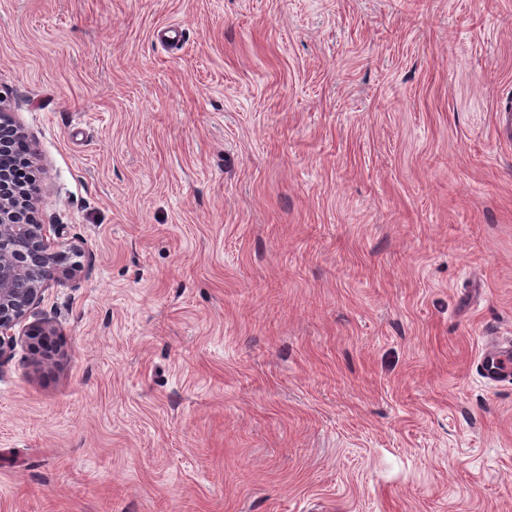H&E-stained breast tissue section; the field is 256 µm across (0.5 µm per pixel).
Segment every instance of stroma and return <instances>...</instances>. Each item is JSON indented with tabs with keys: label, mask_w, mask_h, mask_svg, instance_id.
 I'll use <instances>...</instances> for the list:
<instances>
[{
	"label": "stroma",
	"mask_w": 512,
	"mask_h": 512,
	"mask_svg": "<svg viewBox=\"0 0 512 512\" xmlns=\"http://www.w3.org/2000/svg\"><path fill=\"white\" fill-rule=\"evenodd\" d=\"M509 97L512 0H0L77 267L0 512H512ZM495 130L498 139L503 143L512 142V102L498 106L495 114ZM482 351L478 370L491 382H512V345L498 336H489Z\"/></svg>",
	"instance_id": "obj_1"
}]
</instances>
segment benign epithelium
I'll return each instance as SVG.
<instances>
[{
	"label": "benign epithelium",
	"mask_w": 512,
	"mask_h": 512,
	"mask_svg": "<svg viewBox=\"0 0 512 512\" xmlns=\"http://www.w3.org/2000/svg\"><path fill=\"white\" fill-rule=\"evenodd\" d=\"M39 193L34 182L10 196L0 193V362L19 343L35 355L56 351V323L38 321L23 336L16 335L15 327L31 314L45 290L76 274L74 267L64 264L65 253L56 243L63 235L62 225L41 224L34 216ZM34 252L42 257L43 266L32 278L28 255Z\"/></svg>",
	"instance_id": "7a95c632"
}]
</instances>
